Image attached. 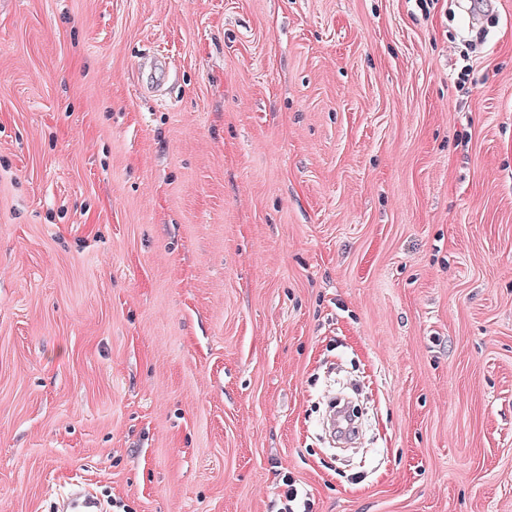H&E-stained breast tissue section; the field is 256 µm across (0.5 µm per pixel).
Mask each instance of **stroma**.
<instances>
[{"label":"stroma","mask_w":512,"mask_h":512,"mask_svg":"<svg viewBox=\"0 0 512 512\" xmlns=\"http://www.w3.org/2000/svg\"><path fill=\"white\" fill-rule=\"evenodd\" d=\"M286 475L512 512V0H0V512ZM331 374H333V395L327 404L326 419L330 417L334 407H336V410L354 408L359 414L356 415L353 421L356 437L362 436L367 424L362 391L354 379L336 372L335 380V371L332 370ZM97 508V502L88 489L76 486L71 493L60 502L56 511L62 512H89Z\"/></svg>","instance_id":"1"}]
</instances>
